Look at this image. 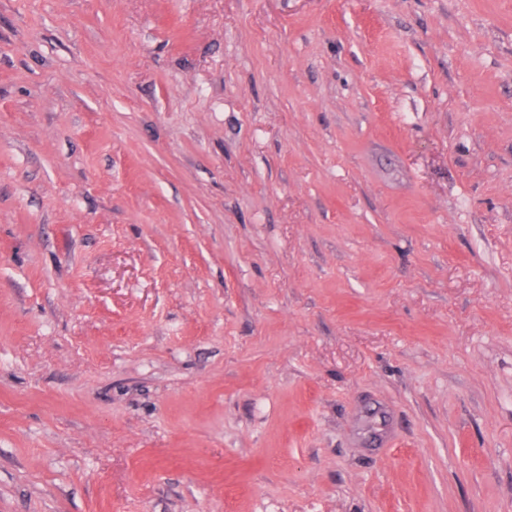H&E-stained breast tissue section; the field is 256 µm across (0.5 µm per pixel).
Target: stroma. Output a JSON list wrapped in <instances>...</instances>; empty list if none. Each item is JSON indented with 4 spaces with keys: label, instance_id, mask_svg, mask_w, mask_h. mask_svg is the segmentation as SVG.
<instances>
[{
    "label": "stroma",
    "instance_id": "obj_1",
    "mask_svg": "<svg viewBox=\"0 0 512 512\" xmlns=\"http://www.w3.org/2000/svg\"><path fill=\"white\" fill-rule=\"evenodd\" d=\"M0 512H512V0H0Z\"/></svg>",
    "mask_w": 512,
    "mask_h": 512
}]
</instances>
